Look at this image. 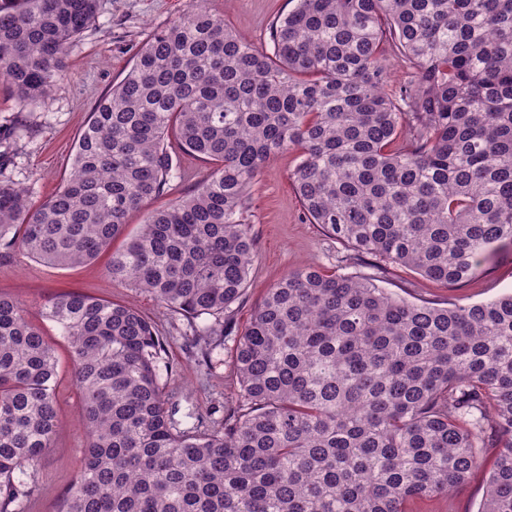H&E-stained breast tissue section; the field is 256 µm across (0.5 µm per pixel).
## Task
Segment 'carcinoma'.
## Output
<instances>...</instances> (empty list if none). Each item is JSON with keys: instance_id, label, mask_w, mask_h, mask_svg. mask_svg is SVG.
<instances>
[{"instance_id": "1", "label": "carcinoma", "mask_w": 512, "mask_h": 512, "mask_svg": "<svg viewBox=\"0 0 512 512\" xmlns=\"http://www.w3.org/2000/svg\"><path fill=\"white\" fill-rule=\"evenodd\" d=\"M98 0H0V74L18 99L65 78ZM267 51L208 9L154 30L97 102L49 199L0 180V259L93 260L149 213L108 273L226 333L256 242L244 214L269 159L311 224L385 263L459 286L512 245V0H297ZM411 72L389 88L386 50ZM73 348L89 436L65 512H410L492 457L479 512H512V292L409 301L313 265L268 288L237 336L235 411L180 427L166 341L129 304L64 292L44 306ZM55 352L0 295V512H19L58 423ZM180 165L188 173L189 177L181 182H171L167 193L148 201L141 210L132 212L127 218L125 236H132L140 231L141 224H144L148 211L163 208L171 201L190 194L196 188L198 180L208 173L210 167L201 159L187 154L180 155Z\"/></svg>"}]
</instances>
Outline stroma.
I'll return each instance as SVG.
<instances>
[{
    "instance_id": "obj_1",
    "label": "stroma",
    "mask_w": 512,
    "mask_h": 512,
    "mask_svg": "<svg viewBox=\"0 0 512 512\" xmlns=\"http://www.w3.org/2000/svg\"><path fill=\"white\" fill-rule=\"evenodd\" d=\"M189 0H99L95 21L67 51V77L32 103H20L11 85L0 79V180L26 188L33 201L52 196L70 172L75 146L96 101L130 69L137 48L154 29L181 15ZM207 9L223 14L253 44L270 48L269 25L288 14L293 0H206ZM298 155L286 151L271 158L250 189L247 222L256 240L257 259L242 302L234 306V322L244 328L267 288L289 271L311 264L326 272L370 273L375 257L356 252L329 237L318 225L306 221L295 196L290 174ZM188 177L172 182L164 195L146 203L127 218L126 235L139 232L148 211L167 206L190 194L209 171L191 155H181ZM109 255L79 266H56L16 255L0 263V294L20 300L30 321L43 330L54 347L59 381L56 386L58 429L53 445L43 453L36 471L37 490L25 512H61L68 492L80 473L88 438L80 419L81 397L71 374V347L43 306L65 291L119 303L135 304L156 325L167 343V360L173 367L165 380L177 413L176 420L197 412L233 407L239 384L233 366L235 341L226 338L202 359L190 337L184 317L173 314L149 295L107 272ZM379 287L413 302L473 303L512 292V247L487 255L464 285L452 287L427 280L415 271L387 265L377 280ZM487 471L475 474L452 498L422 502L421 512H478L485 496Z\"/></svg>"
}]
</instances>
